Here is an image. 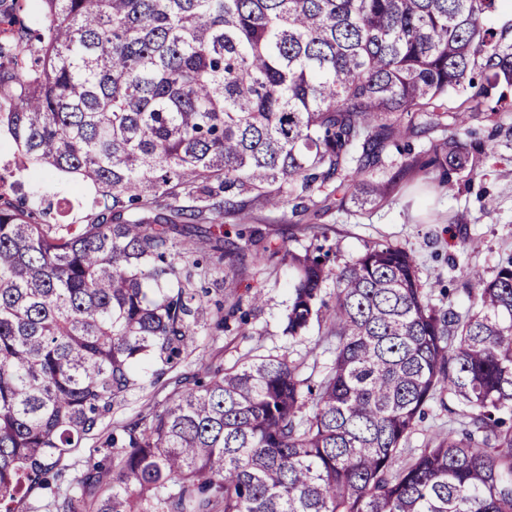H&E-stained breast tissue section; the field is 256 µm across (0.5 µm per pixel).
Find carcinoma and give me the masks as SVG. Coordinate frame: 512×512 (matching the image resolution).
Masks as SVG:
<instances>
[{
	"mask_svg": "<svg viewBox=\"0 0 512 512\" xmlns=\"http://www.w3.org/2000/svg\"><path fill=\"white\" fill-rule=\"evenodd\" d=\"M0 1L16 170L69 176L95 209L59 224L0 192V512L38 490L56 512H512V260L491 280L470 271L461 313L391 244L338 267L333 246L277 249L257 226L224 239L226 219L315 218L352 189L383 200L413 168L471 180L501 126L467 145L468 103L512 86V46L484 23L498 0ZM33 9L39 26L21 15ZM451 90L470 92L456 112ZM438 129L448 138L412 155ZM395 153L399 171L374 179ZM178 235L192 238L181 252ZM210 251L226 288L283 254L284 333L317 329L330 366L315 378L248 352L165 378L208 317L249 324L241 296L212 315L196 288ZM145 357L170 393L61 491L56 466ZM443 391L457 426L403 456Z\"/></svg>",
	"mask_w": 512,
	"mask_h": 512,
	"instance_id": "1",
	"label": "carcinoma"
}]
</instances>
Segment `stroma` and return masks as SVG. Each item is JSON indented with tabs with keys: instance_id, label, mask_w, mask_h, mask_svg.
I'll return each mask as SVG.
<instances>
[{
	"instance_id": "stroma-1",
	"label": "stroma",
	"mask_w": 512,
	"mask_h": 512,
	"mask_svg": "<svg viewBox=\"0 0 512 512\" xmlns=\"http://www.w3.org/2000/svg\"><path fill=\"white\" fill-rule=\"evenodd\" d=\"M0 174L12 176L31 204L70 201L71 208L59 216V223L78 220L90 209L87 190L43 172H16L14 148L5 138L0 140ZM251 221L263 228L272 246L300 249L310 243L306 225L290 223L280 213H257ZM321 222L330 243L339 247L338 263L356 258L376 242L404 248L415 255L420 280L432 298L449 295L458 311H467L473 306L468 269L476 268L490 280L512 259V145L485 159L471 187L451 191L439 185L435 173L415 169L400 179L385 201L362 209L349 201L323 215ZM468 238L482 240L479 252H464ZM291 279L292 270L281 256L258 265L237 288L247 300L253 292L263 294L261 307L252 312L249 332L207 323L188 341L178 372L227 367L249 351L286 356L321 369L329 366L332 356L315 336L296 341L283 333ZM154 370L151 360L140 363L134 388L102 421L100 434L111 432L113 424L139 419L163 399L164 390L151 384Z\"/></svg>"
}]
</instances>
